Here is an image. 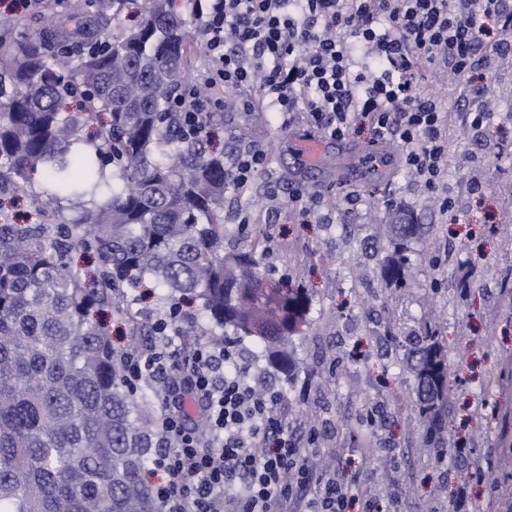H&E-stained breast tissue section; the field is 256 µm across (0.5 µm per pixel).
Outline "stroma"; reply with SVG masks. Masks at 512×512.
Returning <instances> with one entry per match:
<instances>
[{
    "instance_id": "35a3bbf8",
    "label": "stroma",
    "mask_w": 512,
    "mask_h": 512,
    "mask_svg": "<svg viewBox=\"0 0 512 512\" xmlns=\"http://www.w3.org/2000/svg\"><path fill=\"white\" fill-rule=\"evenodd\" d=\"M493 96V118L486 135L451 137L448 142L446 187L454 204L448 212L433 207L418 179L397 173V158L384 156L382 169L395 170V178L375 186L376 174L366 171L355 182H309L328 207L326 221L283 218L271 223L262 191L237 197L226 189L224 245L240 244L235 209L252 215L249 232L263 239L261 273L274 278L297 273L313 295L309 323L294 338L293 346L307 369L288 380L257 357L254 338L241 342L254 354L253 366L282 392V412L290 419L311 421L322 438L314 458H331L337 482L366 484L370 503H355L351 512L367 505L383 512H448L457 488L467 493L464 512H512V496L490 490V478L507 481L512 476V456L501 444L512 440V425L502 416L472 415L463 430L467 447L437 464V450L425 443L414 406L392 411L394 397L405 394V378L390 368L382 348L386 322H393L401 338L431 320L448 337V381L459 398L478 390L486 373L500 371L505 356L512 355V314L503 306L498 280L512 270V45L487 70L459 77L441 88L448 109L460 95L476 92ZM223 118L207 129L208 149L223 151L232 159L244 146L265 150L270 157V178L297 184L301 177L293 155L297 128L282 126L276 114L246 111L225 105ZM357 193L348 206L346 197ZM397 199L416 224L451 228L491 211L493 232L483 251L466 249L461 258L472 268L470 297L456 302L455 272L436 265L433 245L412 243L421 254L408 288H388L377 275L374 248L387 245L385 222L388 199ZM341 366L339 377L328 374L330 364ZM374 402L375 423L360 422L365 403ZM483 457L489 479L469 478L463 460Z\"/></svg>"
}]
</instances>
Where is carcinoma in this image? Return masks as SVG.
Here are the masks:
<instances>
[{
	"instance_id": "carcinoma-1",
	"label": "carcinoma",
	"mask_w": 512,
	"mask_h": 512,
	"mask_svg": "<svg viewBox=\"0 0 512 512\" xmlns=\"http://www.w3.org/2000/svg\"><path fill=\"white\" fill-rule=\"evenodd\" d=\"M17 38L0 28V512H156L144 480L155 392L132 383L102 315L120 316L131 343L145 332L133 291L164 311L201 301L176 326L187 339L257 338L293 377L284 342L309 319L311 297L258 271L252 240L224 250V155L182 134L170 100L186 83L197 37L175 0H88ZM37 220L17 224L3 201L32 192ZM380 280H411L406 243L432 225L392 224ZM392 364L414 373L409 397L428 443L444 447L447 344L427 323L408 344L393 326Z\"/></svg>"
}]
</instances>
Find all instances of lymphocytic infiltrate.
<instances>
[{
  "label": "lymphocytic infiltrate",
  "mask_w": 512,
  "mask_h": 512,
  "mask_svg": "<svg viewBox=\"0 0 512 512\" xmlns=\"http://www.w3.org/2000/svg\"><path fill=\"white\" fill-rule=\"evenodd\" d=\"M195 18L205 64L172 102L186 132L203 135L207 102L229 91L244 108L326 140H345L363 121L373 144L397 143L399 166L443 209L452 114L424 86L436 71L461 76L488 65L512 34L506 0H198ZM268 167L264 151L243 148L231 184L249 193ZM157 321V344L127 368L131 378L162 381L152 464L159 512H350L356 494L309 466L277 409L280 392L256 393L238 341L174 350L167 316Z\"/></svg>",
  "instance_id": "obj_1"
}]
</instances>
